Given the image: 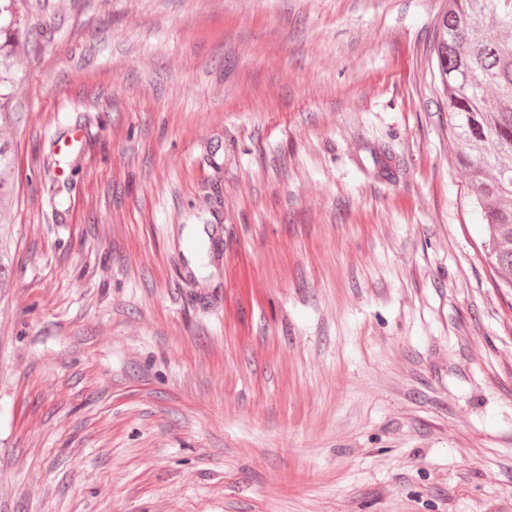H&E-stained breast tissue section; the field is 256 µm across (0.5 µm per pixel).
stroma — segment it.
I'll return each instance as SVG.
<instances>
[{"label": "stroma", "instance_id": "stroma-1", "mask_svg": "<svg viewBox=\"0 0 512 512\" xmlns=\"http://www.w3.org/2000/svg\"><path fill=\"white\" fill-rule=\"evenodd\" d=\"M447 8L25 0L0 512H512Z\"/></svg>", "mask_w": 512, "mask_h": 512}]
</instances>
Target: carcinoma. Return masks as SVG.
I'll list each match as a JSON object with an SVG mask.
<instances>
[{
	"instance_id": "obj_1",
	"label": "carcinoma",
	"mask_w": 512,
	"mask_h": 512,
	"mask_svg": "<svg viewBox=\"0 0 512 512\" xmlns=\"http://www.w3.org/2000/svg\"><path fill=\"white\" fill-rule=\"evenodd\" d=\"M490 20L494 31L483 28ZM26 25L19 0H0V205L19 192L17 150L9 131L21 112L14 97L15 43ZM440 82L448 94V141L487 225L499 285L512 288V0H448L435 24ZM13 260L0 252V290L12 287Z\"/></svg>"
}]
</instances>
